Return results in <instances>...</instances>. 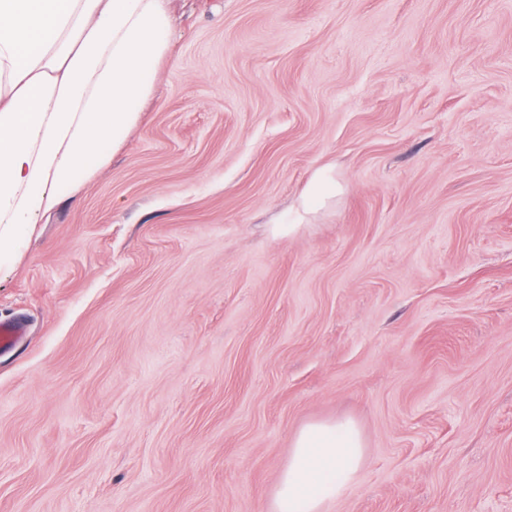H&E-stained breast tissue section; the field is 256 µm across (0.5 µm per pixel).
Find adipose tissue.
Listing matches in <instances>:
<instances>
[{
    "label": "adipose tissue",
    "mask_w": 512,
    "mask_h": 512,
    "mask_svg": "<svg viewBox=\"0 0 512 512\" xmlns=\"http://www.w3.org/2000/svg\"><path fill=\"white\" fill-rule=\"evenodd\" d=\"M172 46L165 0H0V270L38 218L74 194L139 120ZM341 192L319 170L293 204L305 215ZM365 445L349 420L312 422L292 440L273 512H325L357 480Z\"/></svg>",
    "instance_id": "ef3b65f1"
}]
</instances>
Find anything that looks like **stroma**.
I'll return each instance as SVG.
<instances>
[{"label": "stroma", "instance_id": "1", "mask_svg": "<svg viewBox=\"0 0 512 512\" xmlns=\"http://www.w3.org/2000/svg\"><path fill=\"white\" fill-rule=\"evenodd\" d=\"M167 9L138 123L0 272V512H270L336 418L326 512H512V0ZM341 192V185L336 179V174L331 167L319 170L310 181L306 190L292 205L290 210L296 213V220L291 224H272V233L274 235H290L297 232L301 224V220L305 215L317 212L327 207L336 196ZM365 445L350 420L312 422L292 440L288 466L276 485L274 512H324L357 480Z\"/></svg>", "mask_w": 512, "mask_h": 512}]
</instances>
